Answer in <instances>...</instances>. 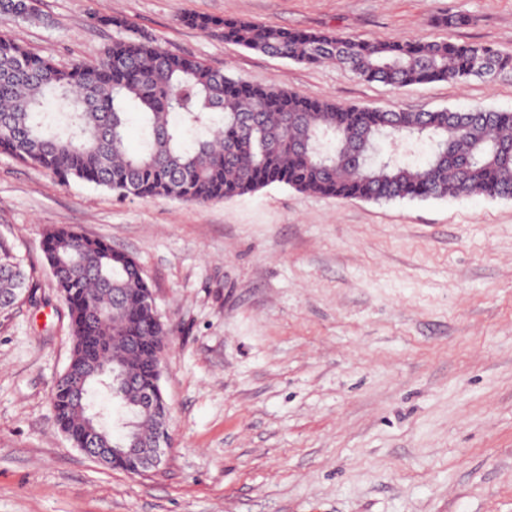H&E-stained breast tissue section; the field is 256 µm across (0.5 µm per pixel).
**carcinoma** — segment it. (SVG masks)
<instances>
[{"instance_id": "cac0c4a2", "label": "carcinoma", "mask_w": 512, "mask_h": 512, "mask_svg": "<svg viewBox=\"0 0 512 512\" xmlns=\"http://www.w3.org/2000/svg\"><path fill=\"white\" fill-rule=\"evenodd\" d=\"M27 0H0V14L36 22ZM183 22L246 49L300 63L334 60L364 80L415 83L491 79L512 56L483 43H389L329 32L290 31L237 19L187 15ZM138 123L141 148L127 146ZM420 141L430 152L408 163ZM0 153L59 180L139 198L224 201L272 185L344 200L512 199V113L396 112L342 107L286 89L249 85L172 55L151 38L112 42L93 65L58 67L0 35ZM42 250L68 311V369L85 376L76 402L56 383L51 410L74 445L94 427L106 448H142L153 429L140 389L115 396L112 363L127 356L120 336L163 346L157 308L133 303L149 288L138 264L72 228L48 230ZM26 288L23 259L0 248V308ZM101 319L92 317L85 300Z\"/></svg>"}]
</instances>
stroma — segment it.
Listing matches in <instances>:
<instances>
[{
	"mask_svg": "<svg viewBox=\"0 0 512 512\" xmlns=\"http://www.w3.org/2000/svg\"><path fill=\"white\" fill-rule=\"evenodd\" d=\"M0 33L95 62L125 18L169 53L340 106L512 112V72L393 87L224 42L186 14L379 42L489 43L512 0H37ZM451 14L465 24L451 26ZM72 225L132 257L169 332L174 447L144 476L54 423L72 350L42 250ZM0 246L31 293L0 309V512H512V200H338L274 185L223 202L122 198L0 154Z\"/></svg>",
	"mask_w": 512,
	"mask_h": 512,
	"instance_id": "obj_1",
	"label": "stroma"
}]
</instances>
